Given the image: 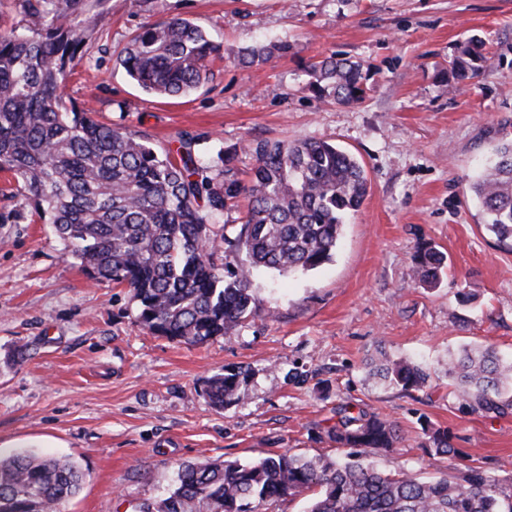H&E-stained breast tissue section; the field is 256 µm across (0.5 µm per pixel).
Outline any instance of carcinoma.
<instances>
[{
	"label": "carcinoma",
	"mask_w": 512,
	"mask_h": 512,
	"mask_svg": "<svg viewBox=\"0 0 512 512\" xmlns=\"http://www.w3.org/2000/svg\"><path fill=\"white\" fill-rule=\"evenodd\" d=\"M83 0H25L28 25L0 30V172L23 183L22 204L52 226L65 254L97 284L125 286L150 333L188 346L205 345L258 317L251 288L259 270L292 275L332 261L346 218L359 210L368 179L354 155L334 142L253 140L209 156L185 133L174 149L158 148L140 130L106 124L65 98L64 77L89 46L81 30L95 25ZM279 39L242 49L238 62L260 67L288 53ZM220 54L200 25L183 18L144 26L120 59L147 94L182 98L212 76ZM487 64L483 42H462L443 73L456 86ZM371 65L335 54L308 66L309 87L341 104H359L371 90ZM251 159L243 171L238 153ZM484 228L512 250V141L470 181ZM248 203L238 227L224 214ZM447 256L416 244L410 279L437 286ZM373 374L388 386L419 389L431 373L411 359L379 351ZM448 377L473 413L512 414V360L491 344L448 359ZM241 371L210 378L205 394L217 409L238 399ZM419 447L430 457L458 460L456 475L421 478L410 470L386 474L377 458L406 437L388 418L336 407L327 430L344 458L286 453L251 462L189 463L165 498L140 512H263L303 490L304 512H512V480L468 463L448 429L418 418ZM70 460L32 454L0 456V512H57L80 487Z\"/></svg>",
	"instance_id": "carcinoma-1"
}]
</instances>
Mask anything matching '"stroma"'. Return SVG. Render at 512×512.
<instances>
[{
  "label": "stroma",
  "instance_id": "stroma-1",
  "mask_svg": "<svg viewBox=\"0 0 512 512\" xmlns=\"http://www.w3.org/2000/svg\"><path fill=\"white\" fill-rule=\"evenodd\" d=\"M90 52L67 74L66 99L158 145L180 134L202 148L328 138L369 179L332 262L297 277L255 274L267 314L206 345L156 336L130 289L98 285L0 173V454L65 458L83 473L62 512H139L175 486L181 464L267 453L335 459L325 430L340 404L394 420L407 440L381 470L451 472L419 448V416L448 428L474 465L512 477V414L471 413L448 381V357L490 343L512 357V251L484 229L468 179L512 139V0H95ZM204 27L224 53L190 96L141 91L120 58L148 23ZM478 35L489 61L470 85L441 72ZM283 38L288 55L245 68L241 48ZM343 53L370 62L372 89L345 106L308 87V62ZM448 257L440 283L415 285L419 240ZM428 366L404 393L369 377L378 347ZM247 374L214 409L207 381ZM304 373L301 381L293 372Z\"/></svg>",
  "mask_w": 512,
  "mask_h": 512
}]
</instances>
